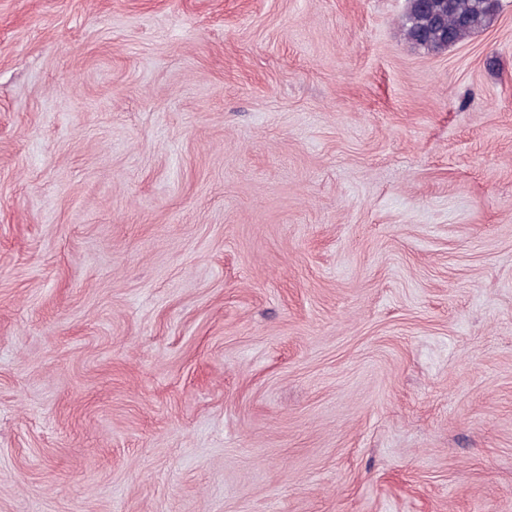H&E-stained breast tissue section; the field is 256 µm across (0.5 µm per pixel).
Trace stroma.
I'll return each mask as SVG.
<instances>
[{
    "mask_svg": "<svg viewBox=\"0 0 512 512\" xmlns=\"http://www.w3.org/2000/svg\"><path fill=\"white\" fill-rule=\"evenodd\" d=\"M0 0V512H512V0ZM409 1L410 7L402 23L406 39L431 52L455 45L473 32L488 28L500 9V0H434L432 11L421 8L418 0Z\"/></svg>",
    "mask_w": 512,
    "mask_h": 512,
    "instance_id": "stroma-1",
    "label": "stroma"
}]
</instances>
